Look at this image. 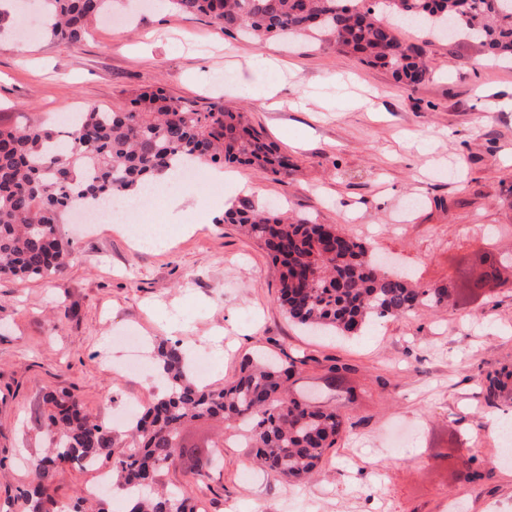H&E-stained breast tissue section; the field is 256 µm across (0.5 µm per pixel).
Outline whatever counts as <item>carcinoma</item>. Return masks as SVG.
<instances>
[{
	"label": "carcinoma",
	"mask_w": 512,
	"mask_h": 512,
	"mask_svg": "<svg viewBox=\"0 0 512 512\" xmlns=\"http://www.w3.org/2000/svg\"><path fill=\"white\" fill-rule=\"evenodd\" d=\"M53 40L80 41L88 24L108 14L114 0H43ZM173 9L205 16L226 30L259 40L302 37L389 68L407 86L428 74L426 50L401 41L388 22L398 16L432 32L462 30L497 57L512 59V0H168ZM238 164L285 177L294 163L245 113L213 104L196 112L170 103L161 90L137 96L128 109L80 113L64 135L41 128H0V276L46 278L73 258L58 221L73 199L92 203L104 195L136 196L182 161ZM281 267L280 305L313 330L353 336L375 319L403 317L448 299L445 286L422 287L385 270L365 242L332 226L291 219L244 199L224 211ZM165 391L132 423L133 446L115 452L110 429L90 418L68 393L49 394L48 430L54 448L30 464L23 496L26 512H66L54 479L59 465L112 461V481L122 512H198L179 488L157 490L163 468L189 453L182 429L201 419H221L250 433L255 457L288 484L310 479L324 452L336 445L345 415L288 390L296 358L286 363L243 359L238 375L218 390L198 386L179 343L153 354ZM71 512H105L82 494Z\"/></svg>",
	"instance_id": "cac0c4a2"
}]
</instances>
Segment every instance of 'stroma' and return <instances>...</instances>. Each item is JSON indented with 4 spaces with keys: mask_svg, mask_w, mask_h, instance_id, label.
<instances>
[{
    "mask_svg": "<svg viewBox=\"0 0 512 512\" xmlns=\"http://www.w3.org/2000/svg\"><path fill=\"white\" fill-rule=\"evenodd\" d=\"M22 2L19 36L0 37V127L53 129L67 113L126 109L155 89L199 112L238 108L296 164L285 178L239 167L251 199L361 238L418 284L447 287L448 300L351 337L315 336L280 307L278 267L199 188L164 185L162 205L142 215L165 228L151 249L135 245L129 225L63 215L76 258L61 274L0 277V512H20L27 463L49 446L47 394H71L103 424L158 394L155 374L127 373L107 350L129 329L154 345L190 341V358L213 361L198 380L211 389L255 352L303 358L289 391L346 418L320 473L299 486L252 467L240 430L187 426L193 454L157 481L205 512H449L452 500L459 512H512V460L502 461L490 423L512 412V390L488 400L485 380L512 370V264L490 287L465 281L480 274V255L512 254V62L399 23L400 39L427 45L429 75L412 88L326 46L258 43L166 0L122 30L92 23L77 45L46 37L39 0ZM263 59L288 65L281 107L231 89ZM363 96L377 112L358 107ZM173 197L183 200L174 221L164 206ZM334 363L347 372L329 389ZM465 468L473 481L461 479Z\"/></svg>",
    "mask_w": 512,
    "mask_h": 512,
    "instance_id": "obj_1",
    "label": "stroma"
}]
</instances>
